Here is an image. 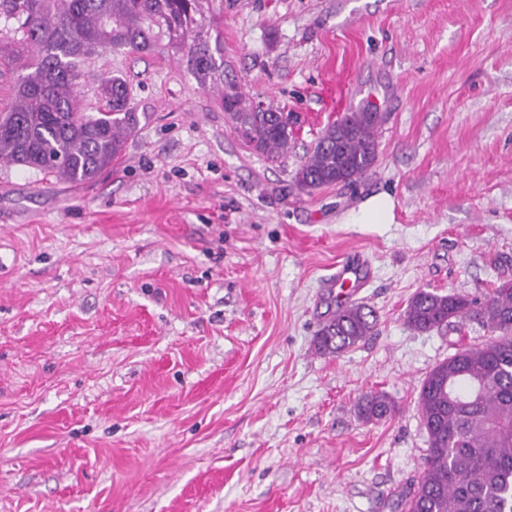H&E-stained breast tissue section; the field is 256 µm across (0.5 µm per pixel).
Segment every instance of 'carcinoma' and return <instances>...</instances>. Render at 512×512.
Segmentation results:
<instances>
[{"mask_svg":"<svg viewBox=\"0 0 512 512\" xmlns=\"http://www.w3.org/2000/svg\"><path fill=\"white\" fill-rule=\"evenodd\" d=\"M197 0H0V66L32 54L17 78L10 105L0 112V161L55 173L73 184L95 179L123 152L137 129L138 112L125 81H100L103 109L80 107V66L99 51L143 52L158 34L186 52L201 85L224 83V111L246 145L271 160L288 149L285 112L242 108L237 84L224 82L220 47ZM378 113L350 112L319 137L295 181L303 191L352 182L377 160ZM405 318L428 332L471 320L496 333L480 347H465L435 365L423 380L418 407L427 436L428 463L405 512H512V283L481 300L420 290ZM376 324L365 305L342 307L317 337L323 355L340 354ZM387 395L357 403L365 421L391 415Z\"/></svg>","mask_w":512,"mask_h":512,"instance_id":"carcinoma-1","label":"carcinoma"}]
</instances>
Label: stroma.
Returning <instances> with one entry per match:
<instances>
[{
	"mask_svg": "<svg viewBox=\"0 0 512 512\" xmlns=\"http://www.w3.org/2000/svg\"><path fill=\"white\" fill-rule=\"evenodd\" d=\"M245 103L290 112L249 150L185 54L100 52L140 123L94 180L0 162V512H404L427 373L490 331L421 332V289L512 281V0H199ZM373 104L376 164L300 190L322 131ZM385 224H364L378 196ZM357 255L378 318L338 356L323 283ZM385 393L386 419L357 401ZM394 410V403L383 393L366 395L357 403L358 416L364 421L386 418L391 415Z\"/></svg>",
	"mask_w": 512,
	"mask_h": 512,
	"instance_id": "stroma-1",
	"label": "stroma"
}]
</instances>
